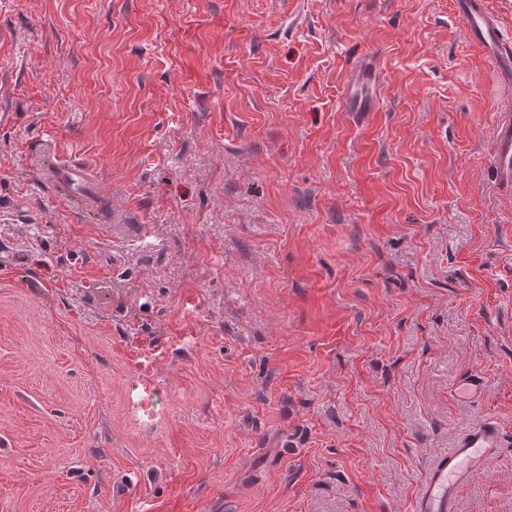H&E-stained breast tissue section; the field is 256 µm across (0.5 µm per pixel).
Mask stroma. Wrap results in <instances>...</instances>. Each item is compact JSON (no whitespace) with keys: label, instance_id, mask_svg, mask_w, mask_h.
Returning <instances> with one entry per match:
<instances>
[{"label":"stroma","instance_id":"obj_1","mask_svg":"<svg viewBox=\"0 0 512 512\" xmlns=\"http://www.w3.org/2000/svg\"><path fill=\"white\" fill-rule=\"evenodd\" d=\"M507 106L454 0H0V512H411L489 417L512 512ZM494 136L496 183L512 187V113L510 111L499 112ZM51 177L54 185L72 200L83 201L94 196L90 171L85 164L59 160L53 165ZM483 390V378L479 374L464 376L455 387L456 395L464 401H476Z\"/></svg>","mask_w":512,"mask_h":512}]
</instances>
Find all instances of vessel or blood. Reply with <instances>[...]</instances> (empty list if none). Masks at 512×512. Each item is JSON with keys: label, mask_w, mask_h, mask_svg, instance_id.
Returning a JSON list of instances; mask_svg holds the SVG:
<instances>
[{"label": "vessel or blood", "mask_w": 512, "mask_h": 512, "mask_svg": "<svg viewBox=\"0 0 512 512\" xmlns=\"http://www.w3.org/2000/svg\"><path fill=\"white\" fill-rule=\"evenodd\" d=\"M455 11L463 20L470 40L491 62L495 74L512 80V41L504 39L498 17L490 10L488 0H455ZM496 139L495 180L512 186V113H499L494 128ZM54 185L69 198L83 201L93 194L88 167L69 159L54 164ZM483 378L478 374L464 376L455 388L465 401L480 398ZM501 429L489 418L468 428L455 440L448 453L436 458L422 476L414 497L412 512H457V493L463 485L482 476L489 464L498 458Z\"/></svg>", "instance_id": "obj_1"}]
</instances>
